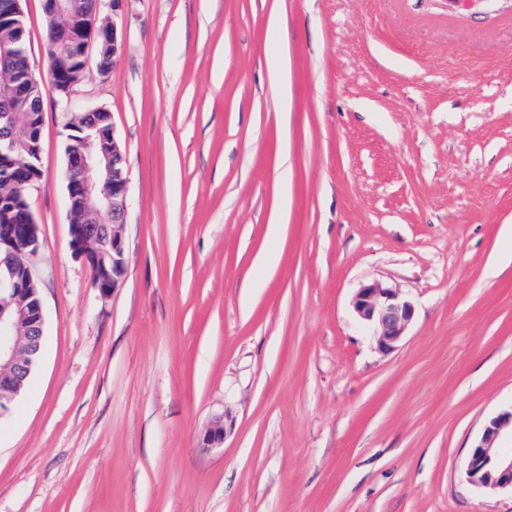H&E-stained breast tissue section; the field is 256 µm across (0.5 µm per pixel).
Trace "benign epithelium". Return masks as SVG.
<instances>
[{"label": "benign epithelium", "instance_id": "obj_1", "mask_svg": "<svg viewBox=\"0 0 512 512\" xmlns=\"http://www.w3.org/2000/svg\"><path fill=\"white\" fill-rule=\"evenodd\" d=\"M81 0H46L45 9L54 15L57 30L52 46L63 55L81 56L95 42L96 22L101 2L93 0L88 11ZM116 25L102 34L99 45V70L108 72L118 52ZM37 83L33 67L26 79L0 87V112L15 110L16 101L27 93V84ZM101 110L83 113L82 138L67 152V194L71 206L82 209L80 222L70 221V236L75 256L87 262L96 274V288L107 295L120 287L127 273L123 229L127 212L125 154L114 128H100ZM112 141V152L101 148L105 138ZM24 146L14 135L10 123L0 126V156ZM106 211L112 224L98 225L97 215ZM11 233L0 237V411L8 409L31 373L32 361L24 360L21 341L26 339L38 353L44 335L42 302L28 305V285L34 280L31 259L39 251L37 226L23 213L15 214ZM359 319L374 333L380 351H394L412 320L413 307L397 289L380 282L359 288L353 299ZM224 418H216L205 431L201 447L216 448L224 443ZM466 474L471 483L491 491L512 493V410L499 413L485 425L473 447Z\"/></svg>", "mask_w": 512, "mask_h": 512}]
</instances>
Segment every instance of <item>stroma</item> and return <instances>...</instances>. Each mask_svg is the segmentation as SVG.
<instances>
[{
	"mask_svg": "<svg viewBox=\"0 0 512 512\" xmlns=\"http://www.w3.org/2000/svg\"><path fill=\"white\" fill-rule=\"evenodd\" d=\"M22 9L45 333L0 512H512L465 473L512 407V0H123L66 102ZM94 109L127 159L106 296L65 180ZM372 281L414 307L388 354L352 307ZM112 5V25L105 33H102V42L99 45V70L103 73H107L111 60L113 61L114 56L118 52L119 43L117 37V27L114 17L117 15V11L121 7L122 0H108Z\"/></svg>",
	"mask_w": 512,
	"mask_h": 512,
	"instance_id": "stroma-1",
	"label": "stroma"
}]
</instances>
